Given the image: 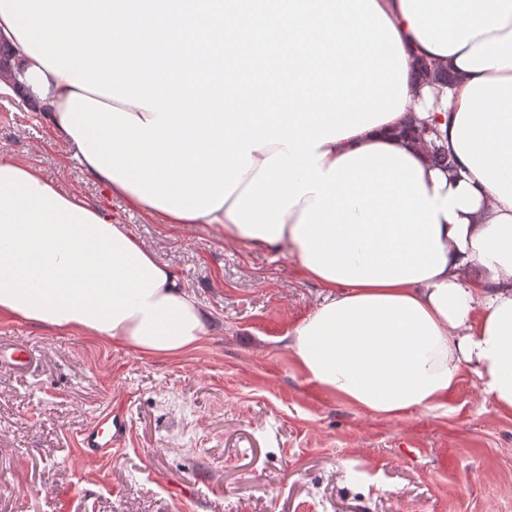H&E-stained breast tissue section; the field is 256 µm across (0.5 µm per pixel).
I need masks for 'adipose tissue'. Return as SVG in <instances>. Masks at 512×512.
Here are the masks:
<instances>
[{
  "mask_svg": "<svg viewBox=\"0 0 512 512\" xmlns=\"http://www.w3.org/2000/svg\"><path fill=\"white\" fill-rule=\"evenodd\" d=\"M0 41V98L112 195L299 260L309 382L398 418L468 371L512 412V0H0ZM423 60L453 76L450 173L403 133ZM0 315L156 355L210 327L127 225L3 150Z\"/></svg>",
  "mask_w": 512,
  "mask_h": 512,
  "instance_id": "adipose-tissue-1",
  "label": "adipose tissue"
}]
</instances>
